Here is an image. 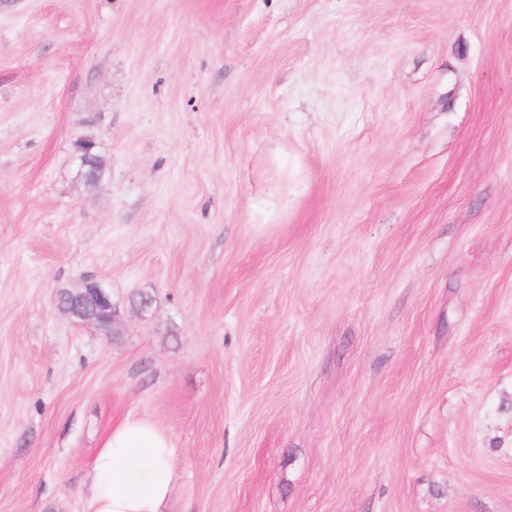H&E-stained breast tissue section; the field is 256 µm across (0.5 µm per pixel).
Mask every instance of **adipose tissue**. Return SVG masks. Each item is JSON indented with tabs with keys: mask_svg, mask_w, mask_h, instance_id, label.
<instances>
[{
	"mask_svg": "<svg viewBox=\"0 0 512 512\" xmlns=\"http://www.w3.org/2000/svg\"><path fill=\"white\" fill-rule=\"evenodd\" d=\"M176 479L170 437L147 419L126 418L93 460L84 512H168Z\"/></svg>",
	"mask_w": 512,
	"mask_h": 512,
	"instance_id": "obj_1",
	"label": "adipose tissue"
}]
</instances>
